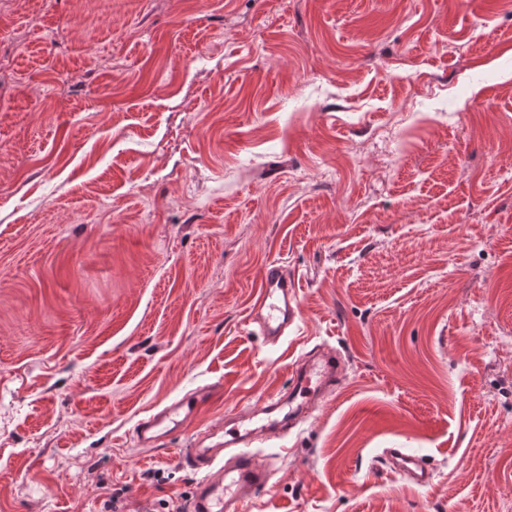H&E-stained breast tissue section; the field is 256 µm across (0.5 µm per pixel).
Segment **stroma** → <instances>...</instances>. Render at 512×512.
Wrapping results in <instances>:
<instances>
[{
	"label": "stroma",
	"instance_id": "1",
	"mask_svg": "<svg viewBox=\"0 0 512 512\" xmlns=\"http://www.w3.org/2000/svg\"><path fill=\"white\" fill-rule=\"evenodd\" d=\"M0 57V512H185L138 420L317 346L345 375L249 512H512V0H0ZM299 310L295 277L283 262L268 263L248 314L251 333L262 336L267 344L277 345L295 323ZM386 453L395 471L410 477L420 486L429 485L432 480V471L423 458L410 454L403 448H387Z\"/></svg>",
	"mask_w": 512,
	"mask_h": 512
}]
</instances>
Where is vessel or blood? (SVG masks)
<instances>
[{
  "label": "vessel or blood",
  "mask_w": 512,
  "mask_h": 512,
  "mask_svg": "<svg viewBox=\"0 0 512 512\" xmlns=\"http://www.w3.org/2000/svg\"><path fill=\"white\" fill-rule=\"evenodd\" d=\"M300 306L296 279L280 261L268 263L252 301L248 323L267 344L276 345L294 324ZM343 359L323 348L300 358L288 390L278 398L246 414L226 416L220 431L189 430L188 424L211 395L201 389L171 402L140 420L132 439L140 448H159L175 436L190 432L185 450L187 465L198 473L188 512H247L250 498L265 491L272 471L252 452L254 442L290 431L302 423L308 411L332 393L343 374ZM393 468L420 486L430 484L432 471L423 458L401 448L388 449Z\"/></svg>",
  "instance_id": "vessel-or-blood-1"
}]
</instances>
